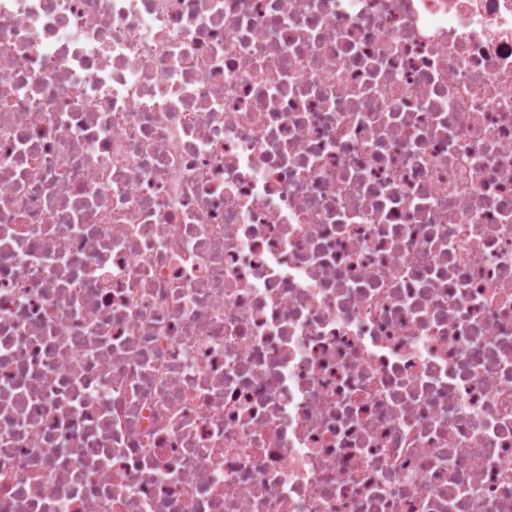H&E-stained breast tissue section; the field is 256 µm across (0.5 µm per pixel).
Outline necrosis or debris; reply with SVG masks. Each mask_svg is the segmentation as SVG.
<instances>
[{
  "label": "necrosis or debris",
  "instance_id": "4bbe7bcc",
  "mask_svg": "<svg viewBox=\"0 0 512 512\" xmlns=\"http://www.w3.org/2000/svg\"><path fill=\"white\" fill-rule=\"evenodd\" d=\"M0 512H512V0H0Z\"/></svg>",
  "mask_w": 512,
  "mask_h": 512
}]
</instances>
